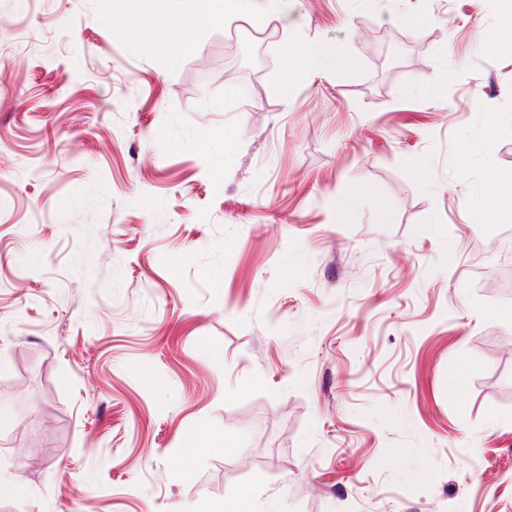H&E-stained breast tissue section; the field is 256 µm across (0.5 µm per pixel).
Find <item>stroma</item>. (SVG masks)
Instances as JSON below:
<instances>
[{
    "mask_svg": "<svg viewBox=\"0 0 512 512\" xmlns=\"http://www.w3.org/2000/svg\"><path fill=\"white\" fill-rule=\"evenodd\" d=\"M168 13L0 0V512H512L499 0Z\"/></svg>",
    "mask_w": 512,
    "mask_h": 512,
    "instance_id": "obj_1",
    "label": "stroma"
}]
</instances>
